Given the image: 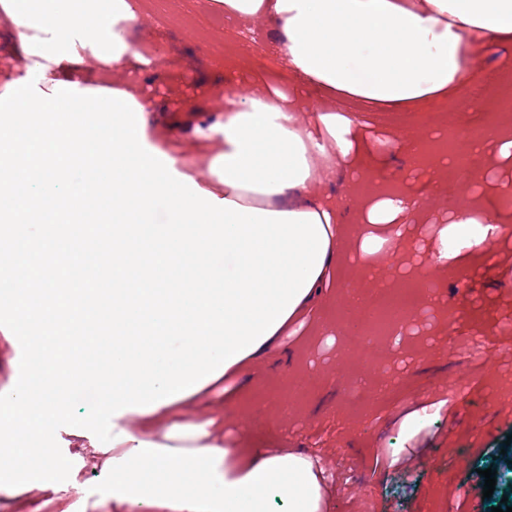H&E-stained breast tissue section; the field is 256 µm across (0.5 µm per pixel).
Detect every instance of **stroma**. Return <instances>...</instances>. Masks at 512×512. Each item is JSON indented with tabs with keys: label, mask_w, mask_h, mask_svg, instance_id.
<instances>
[{
	"label": "stroma",
	"mask_w": 512,
	"mask_h": 512,
	"mask_svg": "<svg viewBox=\"0 0 512 512\" xmlns=\"http://www.w3.org/2000/svg\"><path fill=\"white\" fill-rule=\"evenodd\" d=\"M138 2L132 49L152 63L134 60L127 71L149 106L150 139L163 149L177 142L204 180L202 157L223 147L220 138L199 135L224 118L216 90L242 79L260 91L294 90L297 81L275 50L279 32L268 18L245 23L214 0ZM27 63V51L1 24L0 97ZM467 97L462 91L415 111L387 112L336 100L337 113L356 120L368 144L365 165L388 190L417 200L415 221L364 223L351 178L322 171L320 195L343 208L331 286L271 357L222 380L208 403L184 412L188 419L222 416L220 440L245 460L274 451L318 456L328 478L323 512H491L512 494V204L502 205L512 201V158L468 156L481 183L438 192L403 151L408 138L433 130L451 139L512 124V97L466 110ZM474 194L501 232L486 249L449 253L440 272L441 223ZM368 234L388 239L389 248L363 254ZM353 290L365 307L403 300L405 323L368 337L346 307ZM487 468L497 479L489 498L482 495ZM97 474V460H89L76 486L62 491L72 512H104L99 502L109 489Z\"/></svg>",
	"instance_id": "stroma-1"
}]
</instances>
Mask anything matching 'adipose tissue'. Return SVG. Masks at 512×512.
Segmentation results:
<instances>
[{
    "label": "adipose tissue",
    "instance_id": "ef3b65f1",
    "mask_svg": "<svg viewBox=\"0 0 512 512\" xmlns=\"http://www.w3.org/2000/svg\"><path fill=\"white\" fill-rule=\"evenodd\" d=\"M249 21L270 18L280 31L289 72L332 97L368 110L412 108L444 98L474 77L475 60L512 38V0H217ZM0 16L29 47L30 66H43L39 87L50 91L65 63L90 51L103 78L124 70L130 31L140 23L135 0H0ZM311 111L310 123L297 115ZM224 149L210 157L220 198L267 211L319 214L328 247L315 288L332 278L339 205L318 192L323 168L350 169L367 205L366 221L390 224L406 205L385 193L356 164L360 142L353 120L334 109L308 107L300 93L266 96L251 84L224 91V119L213 127ZM478 204L460 209L439 231L442 245L483 249L495 225L478 220ZM207 388L114 418L129 439L98 467L115 512H270L271 498L289 512H322L325 471L311 456L273 452L241 460L216 436L218 417L182 420L183 408Z\"/></svg>",
    "mask_w": 512,
    "mask_h": 512
}]
</instances>
